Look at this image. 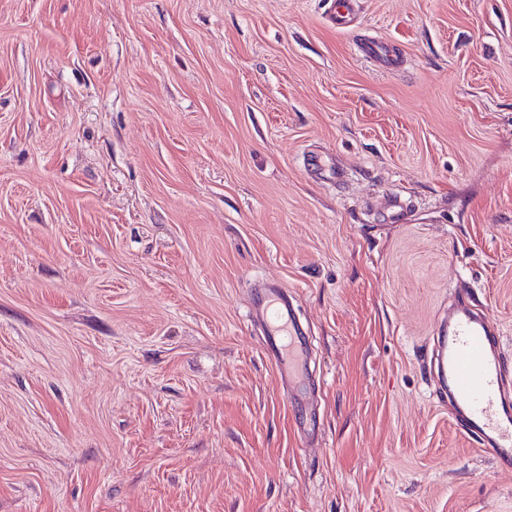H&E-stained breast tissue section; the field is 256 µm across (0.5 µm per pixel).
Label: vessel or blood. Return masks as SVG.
<instances>
[{"mask_svg": "<svg viewBox=\"0 0 512 512\" xmlns=\"http://www.w3.org/2000/svg\"><path fill=\"white\" fill-rule=\"evenodd\" d=\"M253 315L265 334V349L283 384L306 374L308 353L301 325L292 317L290 299L277 283L259 284ZM438 374L453 398L460 431L512 471V384L504 376L494 332L483 311L457 300L434 338Z\"/></svg>", "mask_w": 512, "mask_h": 512, "instance_id": "b4317fda", "label": "vessel or blood"}]
</instances>
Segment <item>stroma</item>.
Returning a JSON list of instances; mask_svg holds the SVG:
<instances>
[{
    "instance_id": "stroma-1",
    "label": "stroma",
    "mask_w": 512,
    "mask_h": 512,
    "mask_svg": "<svg viewBox=\"0 0 512 512\" xmlns=\"http://www.w3.org/2000/svg\"><path fill=\"white\" fill-rule=\"evenodd\" d=\"M326 2L0 0V512H512L430 363L467 297L512 380V0ZM356 0H330L329 16L333 23L339 28L349 25L354 14V2ZM253 315L264 327L265 349L278 369L283 384L289 388L306 375L308 353L301 337V325L292 317L290 299L285 289L275 282L256 286Z\"/></svg>"
}]
</instances>
